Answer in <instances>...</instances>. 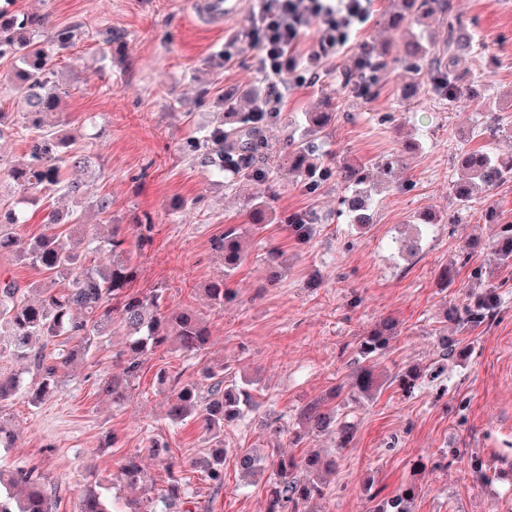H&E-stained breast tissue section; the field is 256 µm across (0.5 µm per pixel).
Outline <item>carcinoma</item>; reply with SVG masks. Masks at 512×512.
Masks as SVG:
<instances>
[{
    "mask_svg": "<svg viewBox=\"0 0 512 512\" xmlns=\"http://www.w3.org/2000/svg\"><path fill=\"white\" fill-rule=\"evenodd\" d=\"M14 0H0V57L11 56L15 69L12 90L20 106L21 121L8 125L0 113V138L8 132L24 139V159L10 165L0 158V177L8 179L21 192L18 202L0 204V254L9 252L17 260L34 266L44 275L42 284H21L15 277L0 272V334L13 337L16 356L29 362L35 377L27 385L13 378H0V403L24 394L29 402L38 404L58 384L59 371L73 364L75 357L88 351L95 338L124 331L126 349L118 357L124 365L122 376L108 377L102 382L104 393L112 404L123 405L132 383L139 377L145 359L156 348L171 345L188 354L202 352L210 342L207 322L192 313L169 310L162 305L163 289L134 292L132 283L138 269L131 261L132 248L148 242L150 224H135L136 241L122 232L121 225H112V235L105 250L111 263L99 268L87 264L86 239L72 232L82 226V216L75 209L49 211L42 220V230L28 236L21 230L27 223L24 205L37 201L35 193L73 198L77 206L87 207L102 215L110 212L112 199L98 196L92 201L83 198L82 184L69 179L71 168L92 169L93 155L71 149L73 136L63 129L62 101L65 94L56 80L55 61L58 54L72 46L76 30L62 28L44 35L46 18L40 14L13 10ZM405 13L394 20L399 27L405 23L420 24L448 11V0H402ZM448 49L430 51L418 41L403 44L409 69L420 75L436 74L448 85V94L460 98L468 89L466 75L456 71L457 58L473 48V37L464 31L457 19H448ZM307 135L299 140L288 139L283 158L288 169L312 184L327 171L324 162L313 158L311 138L326 131L330 121L327 112H306ZM263 123L254 121L253 113L237 116L234 125L216 127L202 138L188 142V147L201 162L213 166L217 173L229 164L237 178L248 180L260 175L255 165L262 152ZM463 180L452 185L454 196L462 205L471 203L473 193L512 178V158L503 161L486 152H464L458 159ZM339 177L350 192L340 199L342 211L353 224L370 223L368 201L371 199L370 173L366 165H349ZM269 201L252 203L243 213L244 225H230L211 239L212 249L224 262V272L210 282L206 295L212 304L222 306L235 297L228 280L248 258L245 238L260 232L271 221ZM286 228L300 241L308 238L312 223L302 215L284 218ZM500 260L512 261V225L500 228L492 241ZM65 282L55 290L52 285ZM394 324L368 333L358 343L355 370L349 395L372 397L378 380L371 364L389 348ZM55 346L53 354L45 348ZM254 405L252 394L243 385L224 374V364L204 365L194 375L173 379L167 418L177 425L189 419L202 422L215 443L207 456L199 461L206 481L215 488L224 485V427L244 419ZM299 420L307 431L334 437L336 447L346 448L354 440L353 425L334 410L312 401L300 411ZM144 452L166 465L167 488L162 497V512H181L180 505L188 490L181 477L182 463L176 460L168 444L149 439ZM238 464L249 475L271 470L274 480L269 485L267 512H300V506L322 498L326 483L322 474L331 472L336 459L318 452L302 462L285 453L269 458L248 450L238 454ZM121 476L130 485L141 478L137 457H128L121 466ZM416 487L406 485L379 507L369 512H414ZM55 496L44 477L35 469H0V512H54ZM79 512H112L105 496L91 491L80 502Z\"/></svg>",
    "mask_w": 512,
    "mask_h": 512,
    "instance_id": "obj_1",
    "label": "carcinoma"
}]
</instances>
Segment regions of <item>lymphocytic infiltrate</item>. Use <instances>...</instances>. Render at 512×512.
I'll return each mask as SVG.
<instances>
[{
  "label": "lymphocytic infiltrate",
  "mask_w": 512,
  "mask_h": 512,
  "mask_svg": "<svg viewBox=\"0 0 512 512\" xmlns=\"http://www.w3.org/2000/svg\"><path fill=\"white\" fill-rule=\"evenodd\" d=\"M370 4L371 0H256L246 41L257 50V71L271 80L260 111H279L282 94L276 78L311 19L322 21L318 49L308 57L315 67L344 50L355 22L367 15Z\"/></svg>",
  "instance_id": "obj_1"
}]
</instances>
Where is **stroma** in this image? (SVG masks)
I'll return each mask as SVG.
<instances>
[{
    "mask_svg": "<svg viewBox=\"0 0 512 512\" xmlns=\"http://www.w3.org/2000/svg\"><path fill=\"white\" fill-rule=\"evenodd\" d=\"M450 4L452 16L481 43L457 62L468 76L467 94L451 102L423 88L403 99V84L414 78L399 61L403 40L442 43L448 22L437 15L395 31L387 24L394 0H373L343 54L316 69L301 63L317 44L316 29H309L296 63L278 77L280 118L265 132L268 175L243 185L232 168L215 176L182 146L199 129L224 124L223 96H234L247 112L250 90L266 85L243 40L252 0H238L220 24L199 0H15V10L48 14L50 26L78 32L58 65L69 91L64 113L74 150L94 153L101 164L89 196L112 200L110 216L86 212L90 235L105 238L113 225L150 216L152 243L134 256L133 287H164L168 307L206 318L212 343L198 355L159 349L147 358L131 399L118 407L99 385L121 372L117 355L125 339L95 340L40 404L0 403V423L18 435L14 447L0 449V468L37 469L58 488L55 512H78L92 485L108 497L112 512H128L131 500L148 512L166 486L161 462L140 453L154 438L169 443L184 463L195 512H266L269 480L243 477L237 450L278 448L298 456L321 448L334 453L336 467L315 512H365L370 502L408 484L417 488L414 512H512V265L489 247L500 225L512 224V180L494 187L488 204L476 201L468 209L449 191L461 153L511 148L504 138L512 133V0ZM111 34L120 37L123 56L103 55ZM384 47L394 65L373 79L370 95L353 92L344 81L353 59ZM226 50L227 61L221 58ZM326 98L335 120L315 153L331 172L310 185L281 166L279 153L288 136L301 135L303 112ZM353 163L368 165L377 185L372 222L363 227L339 215L344 187L335 171ZM253 197L271 199L272 221L252 237L248 260L229 280L235 299L211 305L205 290L224 265L210 240L242 223ZM489 205L497 223L484 217ZM294 212L316 220L308 242L283 229L284 217ZM423 212L434 225L416 252H402L401 240ZM275 245L286 263L279 285L270 288L265 252ZM449 265L458 275L446 286L438 275ZM488 288L498 299L493 316L465 327L447 319V311L463 309ZM387 318L396 329L375 368L376 395L332 397L334 387L350 384L359 340ZM445 337L456 351L444 359ZM211 361L249 383L255 402L253 413L224 429V487L216 493L190 465L211 446L199 423L174 425L166 418L169 378L192 375ZM413 367L424 377L408 394L398 376ZM320 397L354 425L349 447L303 436L298 411ZM264 419L276 420L282 434L261 427ZM130 455L145 472L135 489L115 480L121 458ZM475 459L484 481L472 471Z\"/></svg>",
    "mask_w": 512,
    "mask_h": 512,
    "instance_id": "35a3bbf8",
    "label": "stroma"
}]
</instances>
